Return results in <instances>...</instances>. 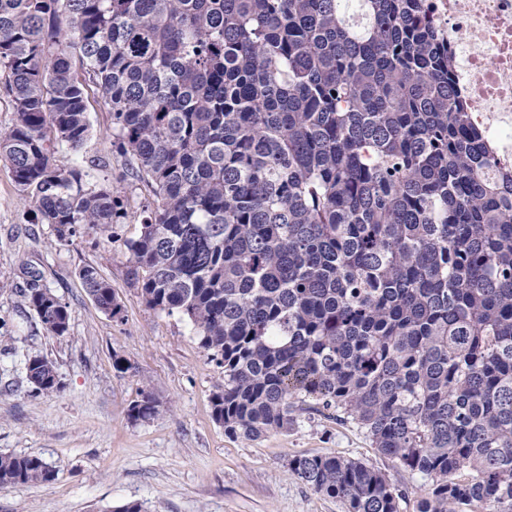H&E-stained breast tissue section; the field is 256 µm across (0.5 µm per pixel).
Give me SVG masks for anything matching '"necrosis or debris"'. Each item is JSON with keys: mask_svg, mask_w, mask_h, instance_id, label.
<instances>
[{"mask_svg": "<svg viewBox=\"0 0 512 512\" xmlns=\"http://www.w3.org/2000/svg\"><path fill=\"white\" fill-rule=\"evenodd\" d=\"M455 58L456 86L498 168L512 171V0H424Z\"/></svg>", "mask_w": 512, "mask_h": 512, "instance_id": "1", "label": "necrosis or debris"}]
</instances>
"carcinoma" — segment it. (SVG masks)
<instances>
[{
	"label": "carcinoma",
	"mask_w": 512,
	"mask_h": 512,
	"mask_svg": "<svg viewBox=\"0 0 512 512\" xmlns=\"http://www.w3.org/2000/svg\"><path fill=\"white\" fill-rule=\"evenodd\" d=\"M0 0L14 120L0 160L66 241L121 205L56 154L89 138L85 88L153 200L125 241L145 305L179 313L223 369L214 420L256 440L310 398L426 481L418 512H512V173L453 87L422 0ZM98 307L121 311L92 267ZM69 330L50 289L26 295ZM37 394L54 363L26 360ZM156 412L148 392L134 419ZM289 471L347 512H399L372 464L302 453ZM0 454V484L47 482Z\"/></svg>",
	"instance_id": "carcinoma-1"
}]
</instances>
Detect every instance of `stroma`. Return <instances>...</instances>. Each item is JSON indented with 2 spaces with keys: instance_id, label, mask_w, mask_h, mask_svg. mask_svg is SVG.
<instances>
[{
  "instance_id": "35a3bbf8",
  "label": "stroma",
  "mask_w": 512,
  "mask_h": 512,
  "mask_svg": "<svg viewBox=\"0 0 512 512\" xmlns=\"http://www.w3.org/2000/svg\"><path fill=\"white\" fill-rule=\"evenodd\" d=\"M92 134L77 151L62 147L60 165L81 166L93 184L110 188L122 205L113 241L81 230L56 241L50 225L22 199L0 160V453L37 456L54 471L46 483L0 486V512H345L291 475L298 454H331L374 464L409 489L400 512H417L422 485L373 448L363 430L311 409L285 431L256 440L233 438L212 416L211 396L224 377L177 314L148 309L128 279L126 239L136 235L150 186L128 172L112 145V114L88 90ZM94 267L123 311L97 307L78 277ZM48 288L70 315L65 336L47 334L25 296ZM52 360L59 392L34 394L29 355ZM125 371H117L114 358ZM151 391V418L129 416L140 391Z\"/></svg>"
}]
</instances>
